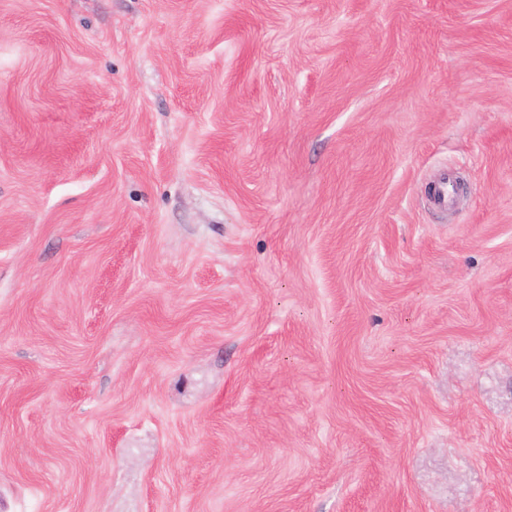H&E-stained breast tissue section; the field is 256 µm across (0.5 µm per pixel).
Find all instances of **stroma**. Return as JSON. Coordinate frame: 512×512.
<instances>
[{
  "instance_id": "35a3bbf8",
  "label": "stroma",
  "mask_w": 512,
  "mask_h": 512,
  "mask_svg": "<svg viewBox=\"0 0 512 512\" xmlns=\"http://www.w3.org/2000/svg\"><path fill=\"white\" fill-rule=\"evenodd\" d=\"M0 512H512V0H0Z\"/></svg>"
}]
</instances>
